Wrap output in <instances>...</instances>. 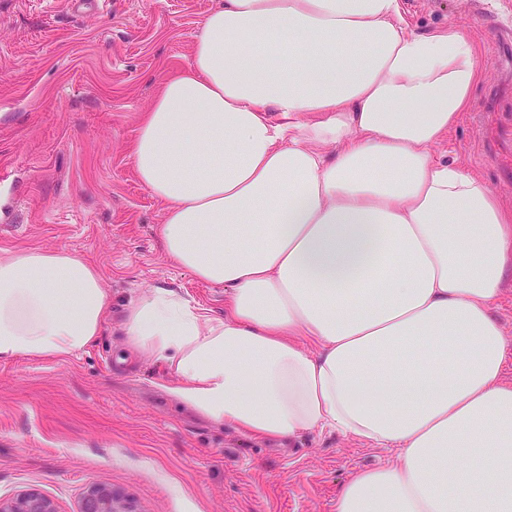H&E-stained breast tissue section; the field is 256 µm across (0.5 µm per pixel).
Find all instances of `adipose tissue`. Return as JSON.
I'll return each mask as SVG.
<instances>
[{"label": "adipose tissue", "mask_w": 512, "mask_h": 512, "mask_svg": "<svg viewBox=\"0 0 512 512\" xmlns=\"http://www.w3.org/2000/svg\"><path fill=\"white\" fill-rule=\"evenodd\" d=\"M472 34L401 0H224L142 118L132 160L166 258L222 288L133 300L167 391L259 440L335 431L399 460L335 512H512V205L440 160L480 80ZM107 296L69 252L0 250V361L64 357Z\"/></svg>", "instance_id": "1"}]
</instances>
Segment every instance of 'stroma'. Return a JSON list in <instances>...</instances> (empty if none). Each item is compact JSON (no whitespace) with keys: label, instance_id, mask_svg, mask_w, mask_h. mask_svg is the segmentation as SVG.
<instances>
[{"label":"stroma","instance_id":"35a3bbf8","mask_svg":"<svg viewBox=\"0 0 512 512\" xmlns=\"http://www.w3.org/2000/svg\"><path fill=\"white\" fill-rule=\"evenodd\" d=\"M219 0H0V249L65 250L98 268L103 328L82 352L0 361V499L24 490L78 512L107 485L134 512H333L354 470L395 461L338 433L277 444L217 426L165 388L169 368L123 362L128 302L156 288L224 314V291L169 262L164 205L130 150L161 82L188 63ZM420 32L480 43L473 102L437 150L512 202V0H403Z\"/></svg>","mask_w":512,"mask_h":512}]
</instances>
